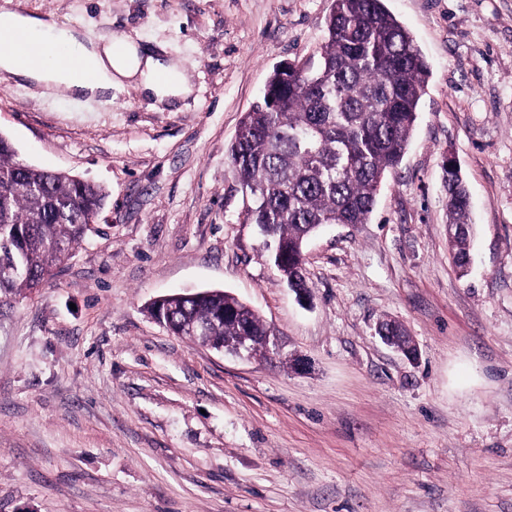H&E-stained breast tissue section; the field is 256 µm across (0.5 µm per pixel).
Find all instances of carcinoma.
I'll list each match as a JSON object with an SVG mask.
<instances>
[{
    "label": "carcinoma",
    "instance_id": "obj_1",
    "mask_svg": "<svg viewBox=\"0 0 512 512\" xmlns=\"http://www.w3.org/2000/svg\"><path fill=\"white\" fill-rule=\"evenodd\" d=\"M430 66L385 0H332L317 61L293 60L270 75L241 117L228 150L246 206L243 223L277 246L269 255L290 288H308L306 240L330 224H365L383 178L406 154ZM0 136V308L39 290L94 231L104 190L16 159ZM453 263L463 269L472 224L461 172L443 167ZM174 334L193 324L226 351L254 338L251 355L278 331L224 290L174 295L147 308Z\"/></svg>",
    "mask_w": 512,
    "mask_h": 512
}]
</instances>
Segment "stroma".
I'll return each instance as SVG.
<instances>
[{
	"instance_id": "obj_1",
	"label": "stroma",
	"mask_w": 512,
	"mask_h": 512,
	"mask_svg": "<svg viewBox=\"0 0 512 512\" xmlns=\"http://www.w3.org/2000/svg\"><path fill=\"white\" fill-rule=\"evenodd\" d=\"M332 0H0L125 34L194 87L111 105L0 79L20 161L104 187L95 233L0 313V512H512V0H386L430 65L402 163L365 224L305 246L299 302L268 262L228 148ZM472 198L448 252L442 163ZM222 289L289 363L194 345L155 299ZM394 319L411 362L376 333Z\"/></svg>"
}]
</instances>
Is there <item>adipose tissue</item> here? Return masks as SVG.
I'll return each instance as SVG.
<instances>
[{"label":"adipose tissue","mask_w":512,"mask_h":512,"mask_svg":"<svg viewBox=\"0 0 512 512\" xmlns=\"http://www.w3.org/2000/svg\"><path fill=\"white\" fill-rule=\"evenodd\" d=\"M59 35L71 52L93 63L95 77L90 81L75 79L71 71L59 65L53 57L35 62L6 50H0V72L13 80H24L44 90L66 86L72 92L91 98L111 96L115 87L135 85L156 102L164 103L191 94L190 80L172 69L164 58L142 48L131 38H124V53H116L112 42H97L86 38L78 29L63 28ZM169 73L168 81H159L161 73Z\"/></svg>","instance_id":"adipose-tissue-1"}]
</instances>
